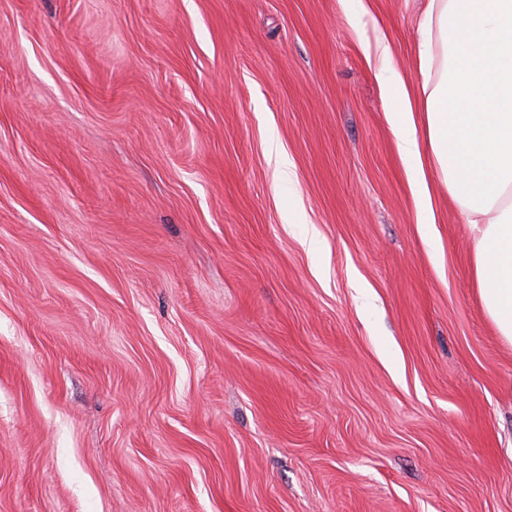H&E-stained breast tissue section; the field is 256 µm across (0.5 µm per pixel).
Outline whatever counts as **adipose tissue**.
Returning a JSON list of instances; mask_svg holds the SVG:
<instances>
[{
    "mask_svg": "<svg viewBox=\"0 0 512 512\" xmlns=\"http://www.w3.org/2000/svg\"><path fill=\"white\" fill-rule=\"evenodd\" d=\"M411 95L397 74L381 89L421 217L431 166L472 238L471 275L499 336L512 344V0H428Z\"/></svg>",
    "mask_w": 512,
    "mask_h": 512,
    "instance_id": "ef3b65f1",
    "label": "adipose tissue"
}]
</instances>
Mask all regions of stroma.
Returning a JSON list of instances; mask_svg holds the SVG:
<instances>
[{
	"mask_svg": "<svg viewBox=\"0 0 512 512\" xmlns=\"http://www.w3.org/2000/svg\"><path fill=\"white\" fill-rule=\"evenodd\" d=\"M426 2L0 0V512H512Z\"/></svg>",
	"mask_w": 512,
	"mask_h": 512,
	"instance_id": "1",
	"label": "stroma"
}]
</instances>
